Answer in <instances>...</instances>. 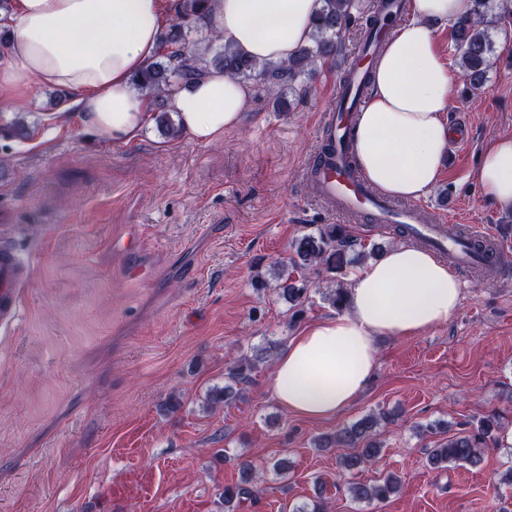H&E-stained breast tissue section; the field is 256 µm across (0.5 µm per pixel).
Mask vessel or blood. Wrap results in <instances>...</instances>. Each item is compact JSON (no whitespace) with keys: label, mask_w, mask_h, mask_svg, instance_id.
I'll return each instance as SVG.
<instances>
[{"label":"vessel or blood","mask_w":512,"mask_h":512,"mask_svg":"<svg viewBox=\"0 0 512 512\" xmlns=\"http://www.w3.org/2000/svg\"><path fill=\"white\" fill-rule=\"evenodd\" d=\"M352 109L332 102L323 126L333 133L330 149H316L305 162L308 180L316 198L328 206L337 220L358 222L362 214L374 216L376 226L407 224L413 238L434 250L459 270L469 273H495L504 261L498 241L483 227L470 226L467 236L450 238L445 230L446 217L432 208L412 203L402 205L373 190L362 177L352 174L341 153V140L353 120ZM32 272L30 262L22 260L10 246L0 244V330L7 331L21 315L23 288Z\"/></svg>","instance_id":"1"}]
</instances>
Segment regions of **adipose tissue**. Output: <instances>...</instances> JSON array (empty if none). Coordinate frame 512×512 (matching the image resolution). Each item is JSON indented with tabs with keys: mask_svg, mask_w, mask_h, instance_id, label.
<instances>
[{
	"mask_svg": "<svg viewBox=\"0 0 512 512\" xmlns=\"http://www.w3.org/2000/svg\"><path fill=\"white\" fill-rule=\"evenodd\" d=\"M168 0H10L0 10V99H28L35 88L66 91L58 113L116 142L134 139L147 102L132 79L155 57ZM321 0H209L197 24L260 62H285L308 43ZM472 0H410L374 70L356 116L355 164L377 191L425 196L450 148L445 112L453 73L431 22L468 17ZM249 83L207 67L170 89L180 128L198 142L222 138L249 105ZM472 177L498 207L512 208V136L497 138ZM447 263L410 244L391 248L353 274L345 311L307 324L277 357L271 386L281 406L330 418L365 389L378 366L376 340L411 336L447 322L462 300Z\"/></svg>",
	"mask_w": 512,
	"mask_h": 512,
	"instance_id": "1",
	"label": "adipose tissue"
}]
</instances>
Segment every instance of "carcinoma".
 <instances>
[{"instance_id":"1","label":"carcinoma","mask_w":512,"mask_h":512,"mask_svg":"<svg viewBox=\"0 0 512 512\" xmlns=\"http://www.w3.org/2000/svg\"><path fill=\"white\" fill-rule=\"evenodd\" d=\"M205 0H180L176 21L161 33L159 44L167 52L150 62L132 79L134 89L150 99L160 110L157 120L164 132L170 136L179 134V126L171 119L165 108L167 91L176 83L188 80L207 66L221 67L224 73L242 81L260 78L272 90V104L279 112L288 110L290 95L299 94L297 81L318 72V68L337 61L342 53L343 33L351 25L358 27L364 52L375 55L380 47L379 35L393 16L405 6V0H371L366 8H359L358 0H323V7L314 25L310 42L301 47L287 62L268 61L258 63L237 50L230 43L221 42L213 35L201 48L189 47L188 33L192 29L196 14ZM512 15V0H474L473 15L452 27V42L460 72L470 89L476 94L487 81L494 58L492 33L497 24ZM357 240L344 224H324L315 231L296 238L291 244L289 261H280L281 268L274 290L293 307L309 299L306 273L317 275L343 272L353 265L362 252L357 250ZM299 273V277L292 273ZM255 364L240 356L226 367L224 387L215 389L210 401L214 404L232 403L237 396V387L252 379ZM380 417L369 414L336 432V435L319 447L326 450L354 448L356 454L339 459L340 471H349L361 465L372 464L381 456L380 445L370 437L372 428ZM500 427L499 415L492 413L483 417L477 428L463 429L437 447L428 451V462L435 469L448 465H475L482 452L497 445L494 436ZM241 481L224 486V512H235L240 502L253 493L254 465L250 460L239 462ZM397 477L388 474L373 483L348 481L345 490L358 502H385L398 492Z\"/></svg>"}]
</instances>
